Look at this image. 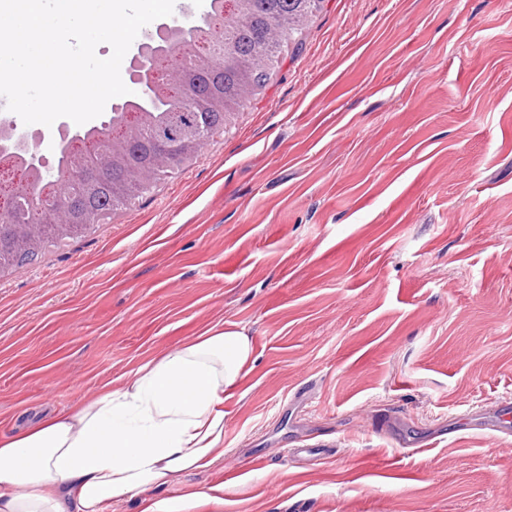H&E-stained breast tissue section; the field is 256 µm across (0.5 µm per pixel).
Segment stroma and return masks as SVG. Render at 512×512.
I'll return each instance as SVG.
<instances>
[{"instance_id": "stroma-1", "label": "stroma", "mask_w": 512, "mask_h": 512, "mask_svg": "<svg viewBox=\"0 0 512 512\" xmlns=\"http://www.w3.org/2000/svg\"><path fill=\"white\" fill-rule=\"evenodd\" d=\"M217 323L223 460L108 512H512V431L455 422L512 395V0H323L234 128L0 277V437ZM207 502L218 505H224V486L218 484L209 487L207 490L193 491L181 497L176 504L167 508V510H159L158 504L153 503L147 505L141 512H190L198 503Z\"/></svg>"}]
</instances>
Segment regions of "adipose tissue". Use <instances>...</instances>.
I'll use <instances>...</instances> for the list:
<instances>
[{
	"instance_id": "1",
	"label": "adipose tissue",
	"mask_w": 512,
	"mask_h": 512,
	"mask_svg": "<svg viewBox=\"0 0 512 512\" xmlns=\"http://www.w3.org/2000/svg\"><path fill=\"white\" fill-rule=\"evenodd\" d=\"M253 363L244 331L214 326L0 442V512H105L210 469L224 456V399Z\"/></svg>"
}]
</instances>
